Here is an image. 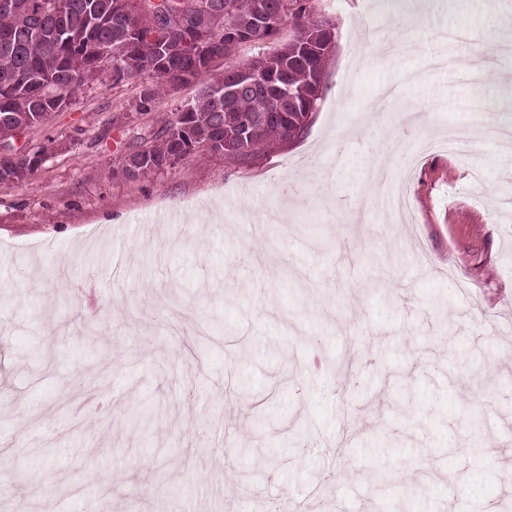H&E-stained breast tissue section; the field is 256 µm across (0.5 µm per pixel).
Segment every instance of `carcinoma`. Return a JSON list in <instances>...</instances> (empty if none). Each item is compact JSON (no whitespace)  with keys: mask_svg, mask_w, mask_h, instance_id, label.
Segmentation results:
<instances>
[{"mask_svg":"<svg viewBox=\"0 0 512 512\" xmlns=\"http://www.w3.org/2000/svg\"><path fill=\"white\" fill-rule=\"evenodd\" d=\"M269 28H255L248 0H0V182H22L45 161L42 151L14 141L43 125L69 104L73 76L95 78L105 68L120 83L149 75L160 85L207 78L200 96L174 113L162 143L125 157L118 173L138 179L201 155L238 163L279 142L301 137L323 91L330 49L313 45L305 8L293 0H265ZM299 20L295 37L270 53L249 90L228 93L253 63L229 62L210 75L218 59L229 61L248 42L275 37L288 16ZM120 46L105 60L103 46Z\"/></svg>","mask_w":512,"mask_h":512,"instance_id":"cac0c4a2","label":"carcinoma"}]
</instances>
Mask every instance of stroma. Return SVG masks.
<instances>
[{
  "label": "stroma",
  "mask_w": 512,
  "mask_h": 512,
  "mask_svg": "<svg viewBox=\"0 0 512 512\" xmlns=\"http://www.w3.org/2000/svg\"><path fill=\"white\" fill-rule=\"evenodd\" d=\"M298 3L334 33L300 138L112 175L205 82L140 111L152 78L108 72L26 135L42 167L0 183V512H448L450 478L512 512V153L426 155L411 223L385 206L423 138L512 129V58L474 53L512 0ZM463 55L493 77L435 63ZM263 402L287 423L254 432Z\"/></svg>",
  "instance_id": "1"
}]
</instances>
